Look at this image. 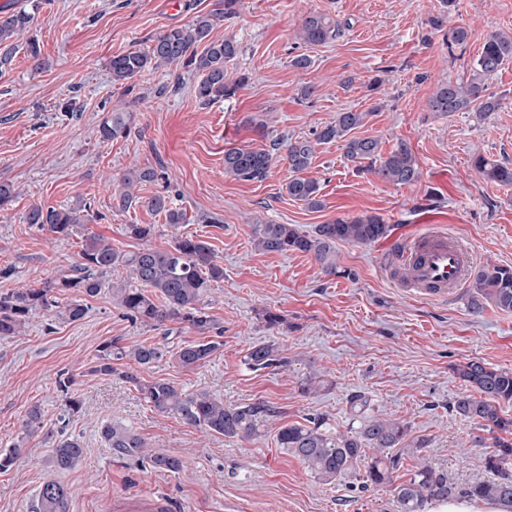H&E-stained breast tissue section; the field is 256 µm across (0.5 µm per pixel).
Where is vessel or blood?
Here are the masks:
<instances>
[{"label":"vessel or blood","instance_id":"1","mask_svg":"<svg viewBox=\"0 0 512 512\" xmlns=\"http://www.w3.org/2000/svg\"><path fill=\"white\" fill-rule=\"evenodd\" d=\"M381 263L384 271L400 272L402 287L441 298L459 287L470 269L468 249L438 228L405 237Z\"/></svg>","mask_w":512,"mask_h":512}]
</instances>
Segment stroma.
<instances>
[{
    "instance_id": "stroma-1",
    "label": "stroma",
    "mask_w": 512,
    "mask_h": 512,
    "mask_svg": "<svg viewBox=\"0 0 512 512\" xmlns=\"http://www.w3.org/2000/svg\"><path fill=\"white\" fill-rule=\"evenodd\" d=\"M222 0H43L32 28L42 51L34 65L18 50L0 75V183L16 195L0 209V292L42 287L70 273L86 239L100 236L114 249L142 244L166 249L175 235L207 241L223 280L213 284L206 310L224 328L213 359L193 370L174 359L140 369L141 378L163 379L188 392H207L225 405L265 401L279 414L259 439L239 441L203 435L148 406L134 384L94 372L103 344L201 341L175 322L131 323L112 303L105 276L93 298L67 292L60 305L84 301L87 313L71 322L34 312L23 336L0 340V449L21 445L22 454L0 471V512H34L43 482L74 491L68 512H117L119 500L168 494L177 512H397L388 488L370 486L362 474L317 481L276 440L279 425L320 417L334 435L349 430L348 398L369 396L372 411L407 422L425 437L423 458L458 485L488 479L482 448L471 439L473 422L452 404L464 389L455 365L481 360L512 371V314L488 309L474 315L466 291L435 299L399 288L381 268V254L400 238L428 225L454 234L469 249L473 268L512 266V187L485 182L473 165L482 154L512 162V60L489 81L501 99L497 112H430L440 84L468 75L484 40L512 34V0H238L237 13L213 30L240 47L228 63L229 78L247 75L230 98L203 106L194 94L199 74L178 66L116 83L112 56L146 50L165 29L221 8ZM447 11L448 23L469 30L466 45L449 48L431 33L430 15ZM343 22L340 37L320 46L301 43L296 32L307 13ZM308 55L301 70L293 59ZM314 86L310 97L301 88ZM132 115L128 136L105 143L98 126L107 113ZM343 111L366 113L357 135L380 140L382 152L406 141L420 166L412 185H394L356 171L339 142L316 145L309 169L320 184L323 206L311 210L286 191L288 167L275 162L266 179L243 181L224 173V153L249 145L271 149L281 137H313ZM264 121L258 133L253 120ZM132 168H151L155 181L137 186L139 203L118 208L115 190ZM171 197L185 222L167 224L148 208L156 194ZM84 201L90 219L58 238L24 223L33 205L66 207ZM376 214L390 231L369 245L342 243L336 260L345 277L323 273L304 253L255 250L259 224L315 225ZM150 224L148 242L130 237L128 225ZM283 322L267 326L266 312ZM275 344L286 367L252 370L244 363L256 342ZM323 374L328 388L305 395L300 381ZM73 378L69 392L60 374ZM81 402L61 425L66 395ZM42 411L40 428L25 427L31 406ZM122 423L153 452L180 458L176 473L113 457L100 431ZM84 447L80 464L61 471L52 462L58 428Z\"/></svg>"
}]
</instances>
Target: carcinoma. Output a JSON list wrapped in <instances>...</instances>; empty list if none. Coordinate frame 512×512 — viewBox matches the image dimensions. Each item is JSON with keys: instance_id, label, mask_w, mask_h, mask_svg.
I'll return each instance as SVG.
<instances>
[{"instance_id": "carcinoma-1", "label": "carcinoma", "mask_w": 512, "mask_h": 512, "mask_svg": "<svg viewBox=\"0 0 512 512\" xmlns=\"http://www.w3.org/2000/svg\"><path fill=\"white\" fill-rule=\"evenodd\" d=\"M237 0H224V10L195 17L192 23L169 28L153 39L146 51H128L112 57L109 68L112 80L128 82L148 69L182 65L201 74L195 97L209 105L235 94L246 80L227 77L226 64L237 57L239 47L231 38L211 39L217 22L234 14ZM35 14L26 10L0 13V72L10 68L18 49L16 36L31 29ZM448 17L432 15L428 25L434 33L446 31L448 48L463 46L469 38L464 26L447 27ZM342 24L326 14L312 12L299 27V38L307 45H321L339 36ZM512 58V35H489L474 60L468 77L460 82L438 86L428 101L430 111L449 116L455 112H496L500 98L488 92V80ZM367 113L339 112L336 119L319 132L316 140L301 137L283 139L276 144L284 150L281 160L288 165L290 176L285 184L288 196L309 209L322 207L320 184L308 176L314 156V142L341 141L348 161L360 164L375 160L379 165L369 172L384 182L410 185L420 179V167L411 147L399 141L386 156H381L380 142L373 137H358L352 131L360 127ZM130 114L111 112L98 127L99 138L110 142L127 134ZM272 165V154L265 149L236 147L224 152V173L246 181H262ZM474 165L483 179L502 186H512V163L475 157ZM156 172L150 168H133L121 179L115 193L118 207L128 209L137 203L134 187L152 182ZM148 206L165 215L173 225L184 223V213L172 207L170 196H153ZM86 205L68 207L32 206L24 223L37 224L60 238L73 233L76 225L86 222ZM389 225L375 214L352 219H337L319 224L314 232L302 231L295 224H260L255 229V248L265 253H308L322 265L328 275L337 274L336 244L368 245L386 237ZM76 274L49 281L40 288H17L0 292V339L22 335L34 312H51L58 308L57 293L77 291L88 297L97 296L103 286L102 277L117 267H124L127 281L110 287L112 304L124 315L143 324L175 321L187 323L202 332L216 329V323L204 311V298L211 283L224 279V267L215 260L207 242L195 235L179 236L168 249L149 246L121 253L103 238L86 240L80 253ZM467 307L473 314L488 308L512 313V266L480 268L469 275ZM224 345L222 340L181 344L173 349L158 344L122 346L106 343L98 355L96 371L110 375L112 361L127 360L139 368H150L167 356L193 370L210 362ZM254 370L285 366L288 359L278 346L257 342L245 357ZM467 391L453 403L455 411L472 421L477 429L491 434V450L485 466L493 477L477 483L458 486L448 482V474L425 462L415 466L410 477L393 485L392 474L400 467L402 455L415 454L427 447V439L413 436L411 427L382 415H370L371 404L363 394L349 400L352 420L358 422L344 435L333 436L323 428L324 419H311L306 424L291 423L278 427L279 447L289 451L319 481L332 482L348 473L365 472L366 481L375 486L392 487L399 512H428L432 505L450 498L493 501L505 512H512V418L502 413V405L512 402V371L490 367L472 360L455 369ZM122 376L136 384L143 399L164 416H173L186 425L229 439L251 440L261 427L276 414V408L265 401L240 406H226L206 392L188 393L165 380L143 382L137 374L125 371ZM101 435L112 454L131 461H148L160 472H178L182 461L174 456L152 453L146 442L131 429L114 423L101 428ZM80 441L61 437L53 450V464L60 470L77 466L83 458ZM71 490L49 480L38 493L37 512H66Z\"/></svg>"}]
</instances>
